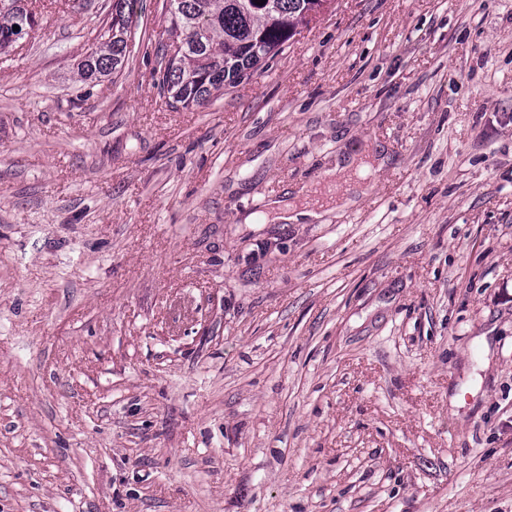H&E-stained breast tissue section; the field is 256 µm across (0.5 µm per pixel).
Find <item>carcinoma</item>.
<instances>
[{
	"mask_svg": "<svg viewBox=\"0 0 512 512\" xmlns=\"http://www.w3.org/2000/svg\"><path fill=\"white\" fill-rule=\"evenodd\" d=\"M164 33L183 35L179 53L165 60L158 86L168 105L202 104L224 87L253 75L288 47L307 26L311 0H167ZM137 0H112V16L95 48L80 63L87 81L114 74L131 53V27ZM27 0H0V52L26 28ZM19 29H13V26Z\"/></svg>",
	"mask_w": 512,
	"mask_h": 512,
	"instance_id": "obj_1",
	"label": "carcinoma"
}]
</instances>
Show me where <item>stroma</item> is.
<instances>
[{"instance_id":"obj_1","label":"stroma","mask_w":512,"mask_h":512,"mask_svg":"<svg viewBox=\"0 0 512 512\" xmlns=\"http://www.w3.org/2000/svg\"><path fill=\"white\" fill-rule=\"evenodd\" d=\"M163 3L0 53V512H512V0H332L188 109ZM137 0H113L112 16L107 28L99 35L95 48L80 63V77L98 79L114 74L123 67L132 50L129 43ZM388 161L387 151L378 143L367 144L360 153L339 157L335 167L326 173V181L343 182L348 186L345 194L336 199V210L342 211L356 205L364 195L362 185L354 181L356 174L360 176L373 166L379 170ZM304 199L299 204H288L281 200H272L269 204L273 221L280 224H312L323 218L325 204H330L332 198L325 203H319L309 196L310 191L303 189L299 194Z\"/></svg>"}]
</instances>
